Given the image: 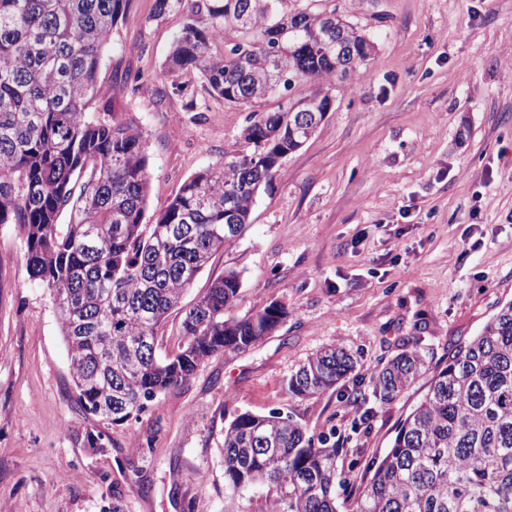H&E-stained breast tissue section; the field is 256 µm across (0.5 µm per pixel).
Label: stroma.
I'll list each match as a JSON object with an SVG mask.
<instances>
[{
  "mask_svg": "<svg viewBox=\"0 0 512 512\" xmlns=\"http://www.w3.org/2000/svg\"><path fill=\"white\" fill-rule=\"evenodd\" d=\"M335 3L374 42L366 65L282 160L248 231L169 312L156 353L177 349L185 308L228 269L242 287L225 318L271 303L288 312L259 345L213 356L126 423H105L77 400L22 227L0 224V512H224V430L245 411H278L308 435L384 454L432 371L512 300V0ZM154 5L131 0L119 18L87 109L141 133L149 222L188 178L242 149L251 112L281 102L230 104L168 72L185 16H155ZM334 343L356 354L352 379L289 394L288 375ZM414 344L426 374L354 426L351 388L369 392L378 363Z\"/></svg>",
  "mask_w": 512,
  "mask_h": 512,
  "instance_id": "stroma-1",
  "label": "stroma"
}]
</instances>
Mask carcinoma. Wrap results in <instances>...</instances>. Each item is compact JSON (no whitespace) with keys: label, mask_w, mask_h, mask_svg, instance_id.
<instances>
[{"label":"carcinoma","mask_w":512,"mask_h":512,"mask_svg":"<svg viewBox=\"0 0 512 512\" xmlns=\"http://www.w3.org/2000/svg\"><path fill=\"white\" fill-rule=\"evenodd\" d=\"M130 0H0V224H19L32 279L58 309L78 400L112 424L189 381L216 354L243 352L286 318L278 304L224 318L240 274L224 272L184 315L183 343L161 358L157 330L182 303L216 252L249 224L259 193L316 127L336 83L352 80L372 41L336 9L288 7V0H156L186 21L169 70L197 76L224 101L250 106L293 82L325 89L253 112L241 139L253 150L187 179L153 224L143 223L150 171L139 131L86 116L112 29ZM354 352L329 344L284 385L311 397L345 381ZM426 367L416 346L378 365L370 394L382 405ZM360 391L353 400L366 399ZM342 449L313 439L292 416L237 415L224 432V482L235 495L275 492L269 512H338ZM364 477L351 512H512V301L436 369L427 392L395 427L385 454L351 451Z\"/></svg>","instance_id":"cac0c4a2"}]
</instances>
